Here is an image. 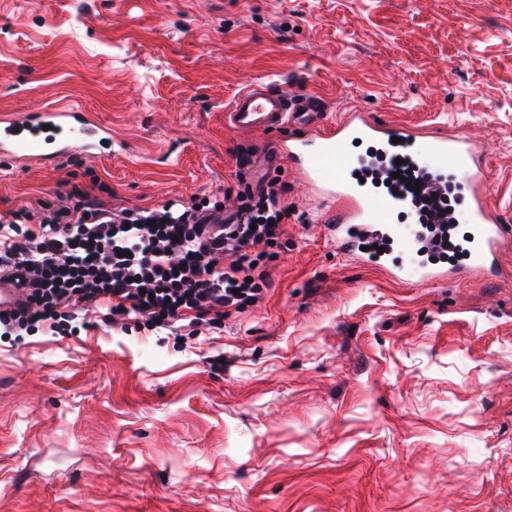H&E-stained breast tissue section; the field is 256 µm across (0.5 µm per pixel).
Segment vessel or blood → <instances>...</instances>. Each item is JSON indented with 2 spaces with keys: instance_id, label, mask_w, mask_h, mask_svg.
<instances>
[{
  "instance_id": "vessel-or-blood-1",
  "label": "vessel or blood",
  "mask_w": 512,
  "mask_h": 512,
  "mask_svg": "<svg viewBox=\"0 0 512 512\" xmlns=\"http://www.w3.org/2000/svg\"><path fill=\"white\" fill-rule=\"evenodd\" d=\"M224 122L245 133L291 130V137L277 142L251 165V172H269L289 161L321 199L312 220L330 224L343 252L382 265L384 253L364 252L363 242L396 245L405 259L395 265V277L404 283L432 282L438 280V273L417 259L418 240L410 225L399 221L411 208V198L374 188L377 178L372 168L391 157L395 146H402L408 166L422 177L425 188H440L446 180H454L462 193L461 207L450 218L470 228L466 267L486 279L497 278L504 237L489 205L479 148L468 136L425 135L377 122L359 110L331 121L310 96L279 93L262 82L233 98L224 110ZM111 139V129L73 101L39 112L0 116V157L22 167L61 158L108 159Z\"/></svg>"
}]
</instances>
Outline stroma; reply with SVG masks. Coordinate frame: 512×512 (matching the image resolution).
<instances>
[{
    "instance_id": "1",
    "label": "stroma",
    "mask_w": 512,
    "mask_h": 512,
    "mask_svg": "<svg viewBox=\"0 0 512 512\" xmlns=\"http://www.w3.org/2000/svg\"><path fill=\"white\" fill-rule=\"evenodd\" d=\"M484 145L502 275L342 255L290 168L262 303L223 332L0 337V512H512V0H0V113L66 100L109 160L0 164V213L223 198L251 83Z\"/></svg>"
}]
</instances>
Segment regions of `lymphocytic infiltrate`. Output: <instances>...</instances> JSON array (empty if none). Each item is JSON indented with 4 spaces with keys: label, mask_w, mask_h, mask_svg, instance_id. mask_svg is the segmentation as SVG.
I'll return each instance as SVG.
<instances>
[{
    "label": "lymphocytic infiltrate",
    "mask_w": 512,
    "mask_h": 512,
    "mask_svg": "<svg viewBox=\"0 0 512 512\" xmlns=\"http://www.w3.org/2000/svg\"><path fill=\"white\" fill-rule=\"evenodd\" d=\"M290 216L274 179L238 192L229 213L200 198L111 213L80 191L59 193L37 222L0 215V276L27 298L0 313V332L72 334L93 306L123 329L142 319L176 337L223 330L225 317L271 288L269 263Z\"/></svg>",
    "instance_id": "obj_1"
}]
</instances>
